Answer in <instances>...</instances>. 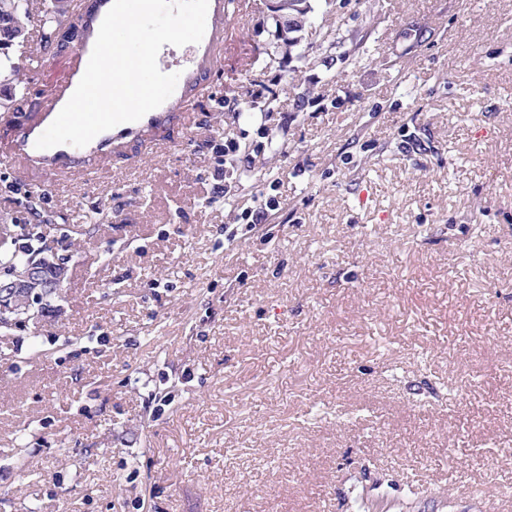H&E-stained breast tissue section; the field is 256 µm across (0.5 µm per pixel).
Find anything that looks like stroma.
I'll return each mask as SVG.
<instances>
[{"mask_svg": "<svg viewBox=\"0 0 512 512\" xmlns=\"http://www.w3.org/2000/svg\"><path fill=\"white\" fill-rule=\"evenodd\" d=\"M311 3L322 37L272 61L251 0L258 61L223 55L167 150L43 186L73 267L0 330V512H512V0ZM31 182L0 160V225Z\"/></svg>", "mask_w": 512, "mask_h": 512, "instance_id": "35a3bbf8", "label": "stroma"}]
</instances>
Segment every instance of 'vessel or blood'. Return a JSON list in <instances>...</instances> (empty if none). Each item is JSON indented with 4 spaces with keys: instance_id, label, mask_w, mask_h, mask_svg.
<instances>
[{
    "instance_id": "obj_1",
    "label": "vessel or blood",
    "mask_w": 512,
    "mask_h": 512,
    "mask_svg": "<svg viewBox=\"0 0 512 512\" xmlns=\"http://www.w3.org/2000/svg\"><path fill=\"white\" fill-rule=\"evenodd\" d=\"M112 4L113 0H97L94 13L81 9L74 12L73 19L85 29L86 38L70 59L67 77L49 84L39 112L27 123L14 126L11 136L0 141V155L9 158L23 171L50 178L83 180L109 173L112 158L127 136L145 139L147 149L154 151L163 147L164 142L149 138L150 130H160L171 123L191 129L193 114L190 107L218 64L216 50L224 42L232 13L242 11L244 7L242 0H209L205 35L200 43L193 45L190 54L180 55L175 46L163 45L157 57L158 67L162 72L178 74L179 80L173 94L158 108L138 121L122 123L98 134L83 147L62 144L48 149L36 148L38 137L56 118L82 78L100 25Z\"/></svg>"
}]
</instances>
